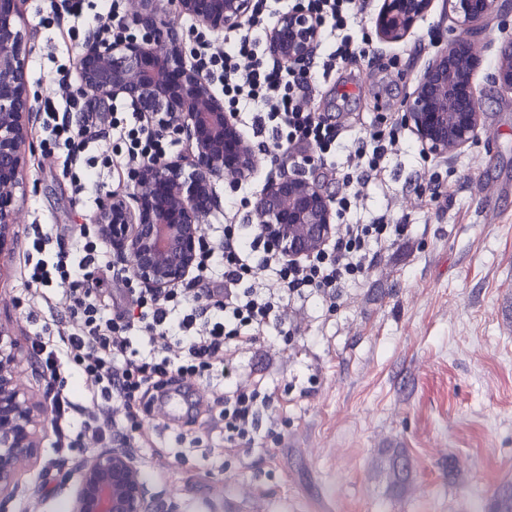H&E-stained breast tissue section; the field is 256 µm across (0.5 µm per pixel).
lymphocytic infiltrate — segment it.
<instances>
[{"label": "lymphocytic infiltrate", "mask_w": 512, "mask_h": 512, "mask_svg": "<svg viewBox=\"0 0 512 512\" xmlns=\"http://www.w3.org/2000/svg\"><path fill=\"white\" fill-rule=\"evenodd\" d=\"M266 0H256L245 31L216 47L202 37L191 54V65L208 82L219 85L230 110L253 108L251 130L259 137L271 133L286 143L289 158L308 161L310 151L334 153L339 125L309 107L317 74H330L348 59L365 55L345 30L357 0H307V9L328 24L321 56H310L302 70L270 59L260 43L266 31ZM60 35H79L119 42L129 28L117 24L122 0H50ZM60 102H45L40 129L62 158V175L76 195L87 188L111 189L102 178L112 159L98 146L112 136L124 147L128 168L165 157L170 143L162 132L164 118L149 112L118 114L110 110L100 120L96 107L69 94L73 74L58 67ZM398 132L374 126L346 157L344 184L383 180V161L396 147ZM233 208L224 212V236L206 251L186 288L155 294L134 287L131 277L114 273L123 301L119 311L106 313L93 270L106 262L100 225L83 224L76 237L77 254L58 250L43 257L47 238L35 232L33 255L26 264V283L65 284L58 337H36L32 355L41 368L45 394L51 403L55 448L71 449L87 438L106 448L134 451L148 444L144 421L152 407L172 388L192 379L229 377L224 355L230 347H246L278 320L286 306L311 295L335 303L346 282H359L366 269L382 258L405 230L402 222L379 217L371 224H340L328 248L312 258L284 262L269 251L258 226L238 224ZM71 363L86 388L99 398L93 410L77 403L61 378ZM270 400L259 388L235 386L214 403L220 411L212 426L227 443H253L261 408Z\"/></svg>", "instance_id": "obj_1"}]
</instances>
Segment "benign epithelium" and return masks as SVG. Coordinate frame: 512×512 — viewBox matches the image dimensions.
<instances>
[{
    "instance_id": "obj_1",
    "label": "benign epithelium",
    "mask_w": 512,
    "mask_h": 512,
    "mask_svg": "<svg viewBox=\"0 0 512 512\" xmlns=\"http://www.w3.org/2000/svg\"><path fill=\"white\" fill-rule=\"evenodd\" d=\"M17 0H0V255L12 249L21 209V146L28 138L33 104L22 59L25 42ZM178 9L209 31L242 24L251 0H176ZM431 0H383L375 17L377 35L405 39L423 20ZM454 23L452 38L416 77L400 123L430 156L444 157L480 138L482 112L474 77L482 63L475 39L490 19L503 24L512 0H442ZM124 22L144 31L141 40L119 45L89 41L77 54L78 91L99 98L123 94L140 112L165 113V134L191 144L189 162L161 159L133 176L132 200H107L95 223L112 251L128 262L142 288L163 293L186 285L200 252L208 245L205 221L214 207L213 186H234L249 178L258 157L199 72L186 65L183 34L161 18L154 0H127ZM319 38V24L301 6L279 16L270 36V55L304 63ZM492 82L512 92V39L500 41ZM252 212L264 241L284 261L321 250L336 233L335 200L304 177L285 174L270 180L255 197ZM23 346L0 329V512L18 495L22 476L42 451L40 413L20 382ZM69 512H157L141 469L123 448H107L76 462Z\"/></svg>"
}]
</instances>
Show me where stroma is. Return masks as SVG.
I'll list each match as a JSON object with an SVG mask.
<instances>
[{
  "instance_id": "35a3bbf8",
  "label": "stroma",
  "mask_w": 512,
  "mask_h": 512,
  "mask_svg": "<svg viewBox=\"0 0 512 512\" xmlns=\"http://www.w3.org/2000/svg\"><path fill=\"white\" fill-rule=\"evenodd\" d=\"M383 0L356 12L348 33L369 47L320 81L317 112L335 115L345 133L334 161L371 125H397L415 78L448 39L441 0L403 41L380 39L373 19ZM29 37L28 87L34 105L57 98L55 69L68 54L45 25V0H20ZM501 33L490 21L480 39L483 67L474 79L484 131L448 158L422 154L409 130L386 157L384 181L343 186L319 161L272 162L254 145L260 165L248 180L215 185L211 242L224 234V209L253 222L250 203L280 172L316 181L332 196L347 193L345 219L372 223L405 218L403 236L357 284H345L336 311L310 297L291 304L276 329L240 352L233 381L254 384L271 400L259 415L254 445L225 443L219 433L186 428L160 412L146 421L162 464L142 476L160 512H496L512 489V93L489 79ZM23 211L14 245L0 256V324L23 346L51 325L44 301H33L24 278L33 225L50 238L47 255L70 246L78 225L99 211L95 191L77 198L37 127L24 147ZM442 185L433 208L419 195L428 180ZM42 454L23 478L8 512H68L69 493L44 482L54 455L51 425ZM385 448L404 449L411 478L393 489L379 466Z\"/></svg>"
}]
</instances>
